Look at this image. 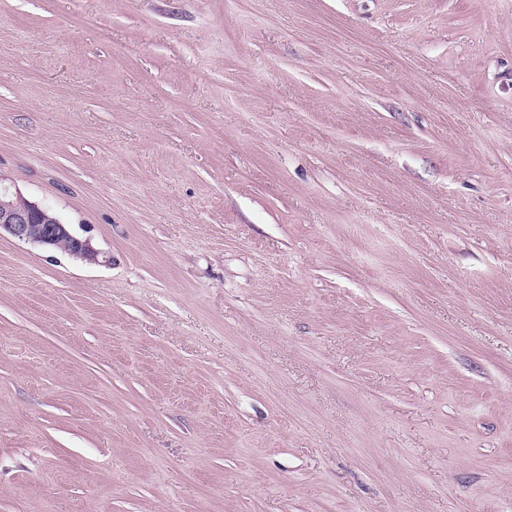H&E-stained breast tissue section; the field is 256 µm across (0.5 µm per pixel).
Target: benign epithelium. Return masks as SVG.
<instances>
[{"label":"benign epithelium","instance_id":"1","mask_svg":"<svg viewBox=\"0 0 512 512\" xmlns=\"http://www.w3.org/2000/svg\"><path fill=\"white\" fill-rule=\"evenodd\" d=\"M21 196L0 192V233L31 243L35 246L51 248L61 243L66 252L88 263L99 262L100 253L93 248L90 239L75 235L68 225L58 221L48 224L42 216V209L29 202L19 206L16 201Z\"/></svg>","mask_w":512,"mask_h":512}]
</instances>
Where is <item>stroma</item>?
Returning a JSON list of instances; mask_svg holds the SVG:
<instances>
[{"label": "stroma", "mask_w": 512, "mask_h": 512, "mask_svg": "<svg viewBox=\"0 0 512 512\" xmlns=\"http://www.w3.org/2000/svg\"><path fill=\"white\" fill-rule=\"evenodd\" d=\"M0 512H512V0H0ZM12 197H16V201L23 199L18 194L2 193L0 189V236L5 232L19 241L45 248L65 243L70 255L88 263H99L100 253L93 248L90 239L75 235L53 212L29 201L26 204L25 200L26 205L19 206L8 201ZM43 212L49 219H57L56 224H46Z\"/></svg>", "instance_id": "stroma-1"}]
</instances>
